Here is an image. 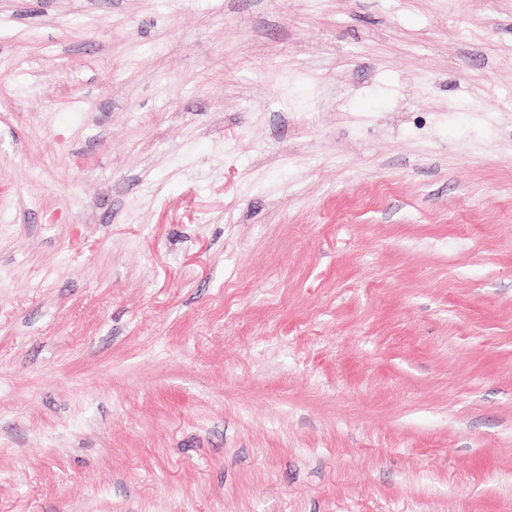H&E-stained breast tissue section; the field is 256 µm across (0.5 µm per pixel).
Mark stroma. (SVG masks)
I'll return each instance as SVG.
<instances>
[{
    "label": "stroma",
    "instance_id": "stroma-1",
    "mask_svg": "<svg viewBox=\"0 0 512 512\" xmlns=\"http://www.w3.org/2000/svg\"><path fill=\"white\" fill-rule=\"evenodd\" d=\"M0 512H512V0H0Z\"/></svg>",
    "mask_w": 512,
    "mask_h": 512
}]
</instances>
